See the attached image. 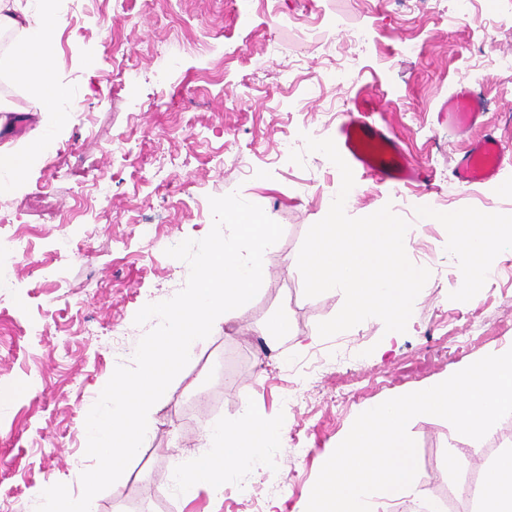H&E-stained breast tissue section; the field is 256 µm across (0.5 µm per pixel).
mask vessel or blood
I'll return each instance as SVG.
<instances>
[{"instance_id": "b4317fda", "label": "vessel or blood", "mask_w": 512, "mask_h": 512, "mask_svg": "<svg viewBox=\"0 0 512 512\" xmlns=\"http://www.w3.org/2000/svg\"><path fill=\"white\" fill-rule=\"evenodd\" d=\"M380 109V99L360 97L355 100L336 135L339 153L351 168L363 171L387 187L422 182L426 178L425 170L407 161L387 124L372 120V113ZM444 113L449 130L481 127L485 101L469 86L462 85L449 95ZM511 168L512 150L503 145L495 131L484 130L456 161L451 184L462 189L475 183L496 181Z\"/></svg>"}]
</instances>
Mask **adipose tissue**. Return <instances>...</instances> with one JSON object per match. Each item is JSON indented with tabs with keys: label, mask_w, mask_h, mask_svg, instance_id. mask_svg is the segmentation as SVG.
I'll return each mask as SVG.
<instances>
[{
	"label": "adipose tissue",
	"mask_w": 512,
	"mask_h": 512,
	"mask_svg": "<svg viewBox=\"0 0 512 512\" xmlns=\"http://www.w3.org/2000/svg\"><path fill=\"white\" fill-rule=\"evenodd\" d=\"M56 24V18L46 10L32 12L20 0H0V32L15 34L19 39L17 48L0 55V73L21 80L38 78L47 116L60 113L68 99L67 90L51 78L55 68L51 37ZM448 226L469 229L466 249L456 251L455 256L458 278L470 285L487 277L490 261L498 251L512 247V225L502 223L493 214L460 210L451 216ZM280 435L276 422L253 415L235 422L204 421L202 439L207 451L174 457L168 477L185 499L203 492L221 496L227 475L243 466L263 465ZM474 499L481 512H512V451L486 465Z\"/></svg>",
	"instance_id": "ef3b65f1"
}]
</instances>
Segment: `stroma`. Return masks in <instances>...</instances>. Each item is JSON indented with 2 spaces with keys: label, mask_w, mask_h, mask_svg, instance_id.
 Masks as SVG:
<instances>
[{
  "label": "stroma",
  "mask_w": 512,
  "mask_h": 512,
  "mask_svg": "<svg viewBox=\"0 0 512 512\" xmlns=\"http://www.w3.org/2000/svg\"><path fill=\"white\" fill-rule=\"evenodd\" d=\"M47 6L58 20L53 80L70 100L11 190V227L30 252H0V512H25L56 483L81 494L86 411L146 333L136 313L184 287L189 267L166 250L208 235L213 197L239 192L283 235L263 256L268 275L252 304L199 344L160 399L147 447L98 494L97 512H269L275 504L300 512L323 460L362 410L512 347V254H497L494 276L466 300L448 250L449 213L512 219V173L499 184L451 187L471 136L449 133L440 119L451 89L468 85L486 101L487 124L512 146V69L496 63L512 59V0H470L464 15L456 0H255L247 19L235 0ZM357 29L368 32L365 45L352 41ZM318 37L331 38L332 52L315 45ZM408 43L414 54L404 53ZM340 65L358 71L346 91L321 81ZM367 95L381 97L407 160L431 178L392 189L355 172L361 191L347 213L391 206L416 226L410 258L431 276L406 332H386L373 319L324 339L317 325L344 297H306L297 258L341 176L322 154L286 160L279 148L303 132L335 138L348 99ZM0 101L13 116L0 129V147L20 148L37 126L38 96L0 75ZM53 156L66 177L50 176L45 161ZM100 179L112 185L109 201L85 208ZM63 239L88 250L59 251ZM283 315L291 334L268 349L257 329ZM345 345L361 349L362 359L321 370L297 405L287 404L293 379L284 358L303 361ZM247 410L283 432L299 431L302 453L283 443L274 474L246 468L220 500L203 494L184 502L166 479L172 457L200 450L202 420L233 421ZM408 432L420 489L413 506L477 512L442 460L456 449L482 480L484 464L512 449V415L478 443L439 417H416Z\"/></svg>",
  "instance_id": "35a3bbf8"
}]
</instances>
